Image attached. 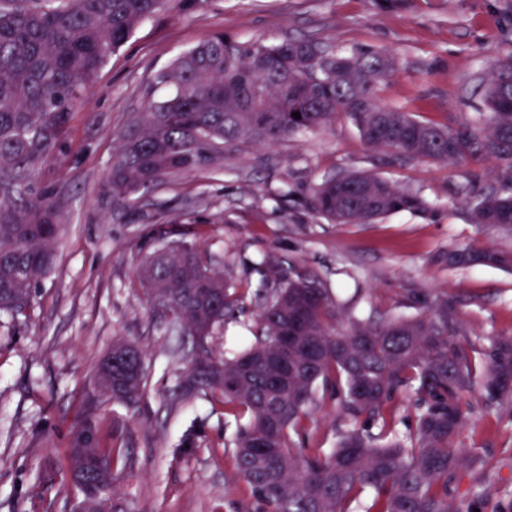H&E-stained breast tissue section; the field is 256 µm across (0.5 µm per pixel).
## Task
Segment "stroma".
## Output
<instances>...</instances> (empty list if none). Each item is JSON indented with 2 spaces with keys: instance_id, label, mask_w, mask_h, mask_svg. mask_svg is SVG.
I'll list each match as a JSON object with an SVG mask.
<instances>
[{
  "instance_id": "1",
  "label": "stroma",
  "mask_w": 512,
  "mask_h": 512,
  "mask_svg": "<svg viewBox=\"0 0 512 512\" xmlns=\"http://www.w3.org/2000/svg\"><path fill=\"white\" fill-rule=\"evenodd\" d=\"M239 42L309 36L333 50L391 49L396 71L379 95L418 119L484 121L483 77L491 60L512 50V0H420L382 9L374 0H172L138 26L76 103L53 154L23 186L48 192L65 230L51 271L25 313H0V512H70L75 490L62 465L85 399H93L105 438L131 459L114 481V512H247L248 488L234 477L224 445L234 418L201 395L179 400L188 337L153 312L138 278L142 256L157 245V225L193 218L196 238L217 271L257 284V264L275 259L314 268L344 312L406 314L410 292L458 301L470 336H512V272L452 269L449 250H512V230L472 224L470 186L499 185L503 168L475 170L413 160L387 165L351 119L273 147L238 143L214 169L171 175L113 208L103 185L131 121L157 97L155 79L177 56L215 34ZM368 170L419 192L437 209L427 221L402 212L374 224L313 218L305 203L322 179ZM142 347L147 394L130 408L96 386L100 357L117 340ZM202 426L199 448L177 449ZM347 422L323 398L308 423L306 445L334 447ZM460 447L488 457L483 471L461 473L455 502L472 485L488 487L487 512L512 501V410L479 412Z\"/></svg>"
}]
</instances>
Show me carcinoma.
Returning <instances> with one entry per match:
<instances>
[{"label":"carcinoma","mask_w":512,"mask_h":512,"mask_svg":"<svg viewBox=\"0 0 512 512\" xmlns=\"http://www.w3.org/2000/svg\"><path fill=\"white\" fill-rule=\"evenodd\" d=\"M167 0H0V311L20 314L50 271L62 224L52 197H27L21 185L56 148L72 106L84 98L105 62L136 26ZM394 75L382 48L336 52L309 38L243 43L216 34L177 57L157 76L165 90L128 129L104 189L125 207L140 189L175 173L208 168L240 141L267 146L348 115L366 144L391 163L434 160L470 168L505 163L502 184L474 192L471 221L512 227V51L489 66L487 123L453 126L419 120L379 101ZM300 113V118L292 113ZM308 207L335 224H372L398 212L429 215L419 193L367 171L326 178ZM184 250H154L139 275L149 301L169 298L165 316L191 339L178 384L188 400L203 390L232 406L235 478L251 491L253 512H475L486 488L478 484L465 507L453 500L464 471L486 460L455 445L476 411L512 404V336L488 344L457 327L455 302L415 294L412 317L345 318L323 277L305 264L268 266L279 281L254 290L259 311L253 342L230 357L211 342L227 320L245 313L244 292L212 268L192 231L155 229ZM489 265L512 271V251H448V267ZM295 336L287 365L277 354ZM137 362L112 367V399L136 407L149 377ZM336 400L352 428L325 451L306 448L316 389ZM416 407L406 435L396 403ZM378 425V432L370 431ZM94 457L116 473L128 465L119 448L94 435Z\"/></svg>","instance_id":"obj_1"}]
</instances>
